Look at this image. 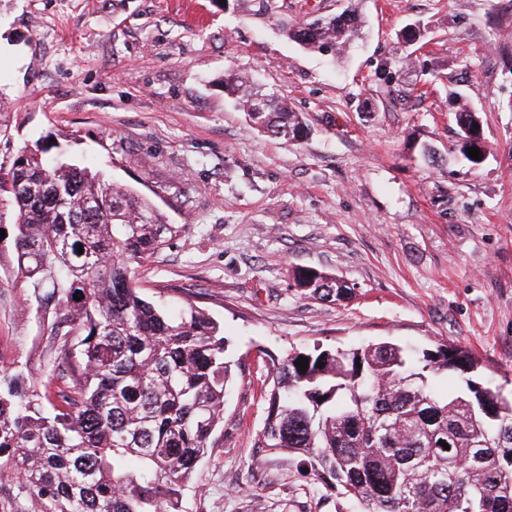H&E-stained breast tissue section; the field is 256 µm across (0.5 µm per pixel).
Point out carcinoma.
Returning a JSON list of instances; mask_svg holds the SVG:
<instances>
[{
    "label": "carcinoma",
    "mask_w": 512,
    "mask_h": 512,
    "mask_svg": "<svg viewBox=\"0 0 512 512\" xmlns=\"http://www.w3.org/2000/svg\"><path fill=\"white\" fill-rule=\"evenodd\" d=\"M358 31L350 10L287 34L339 54ZM224 89L256 128L304 137L278 92L242 74L225 78ZM456 123L458 151L478 164L467 154L477 113L464 108ZM4 193L15 218L0 229L10 228L14 254L0 274L27 289L53 370L33 378L0 369V474L40 512H181L182 486L216 447L236 364L208 314L164 309L129 284L132 263L179 227L94 166L40 149L20 150L0 173ZM294 282L315 300L351 291L312 269L297 270ZM300 357L308 359L303 373ZM269 364L257 447L306 456L327 488L361 512H512V403L474 377L468 351L440 344L416 360L383 341L295 350ZM442 372L462 375L465 386L438 389Z\"/></svg>",
    "instance_id": "1"
}]
</instances>
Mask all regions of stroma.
<instances>
[{
    "label": "stroma",
    "mask_w": 512,
    "mask_h": 512,
    "mask_svg": "<svg viewBox=\"0 0 512 512\" xmlns=\"http://www.w3.org/2000/svg\"><path fill=\"white\" fill-rule=\"evenodd\" d=\"M0 0V166L60 143L179 228L133 278L224 330L238 362L217 445L184 512H358L298 459L257 448L270 356L391 341L471 352L512 400V0ZM355 4L361 37L324 55L281 26ZM419 26L405 43L406 26ZM400 69L395 84L384 64ZM231 72L284 95L306 138L258 132L224 91ZM478 112L484 160L457 151ZM312 268L353 290L304 299ZM22 289L0 282V369L48 375ZM456 123L460 131V137L457 144L458 151L470 163L478 165V160L472 159L467 154L468 148L472 147H478V149H480V152L482 151V143L476 145L473 141H470L467 135V132L474 128V124H477V127H481V121L479 120L477 113L463 107V109L460 112L456 113Z\"/></svg>",
    "instance_id": "35a3bbf8"
}]
</instances>
